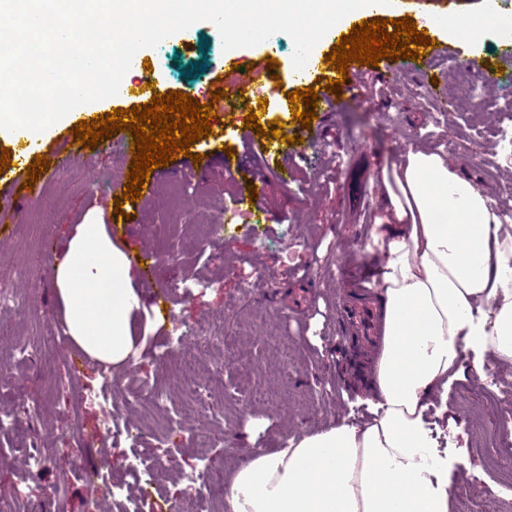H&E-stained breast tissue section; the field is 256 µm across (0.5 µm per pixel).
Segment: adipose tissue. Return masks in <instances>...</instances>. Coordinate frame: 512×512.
Listing matches in <instances>:
<instances>
[{
  "label": "adipose tissue",
  "mask_w": 512,
  "mask_h": 512,
  "mask_svg": "<svg viewBox=\"0 0 512 512\" xmlns=\"http://www.w3.org/2000/svg\"><path fill=\"white\" fill-rule=\"evenodd\" d=\"M451 39L512 28L484 10L444 23ZM385 209L371 239L381 348L364 403L368 421L307 431L254 452L227 479L228 512H450L448 457L427 410L445 416L463 354L512 367V225L495 223L485 193L440 154L409 151L383 172ZM55 300L74 348L129 371L144 352L136 320L148 300L101 216L72 225L52 262Z\"/></svg>",
  "instance_id": "1"
}]
</instances>
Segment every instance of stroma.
Segmentation results:
<instances>
[{
  "label": "stroma",
  "mask_w": 512,
  "mask_h": 512,
  "mask_svg": "<svg viewBox=\"0 0 512 512\" xmlns=\"http://www.w3.org/2000/svg\"><path fill=\"white\" fill-rule=\"evenodd\" d=\"M382 16L411 18L433 43L448 46V57L428 70L434 87L404 73L382 82L376 96L346 91L334 98L333 111L316 115L320 143L296 158L291 173H282L274 159L257 157L264 212H252L225 180V150L238 148L239 141L221 115L212 120L211 135L189 148L202 157L194 170V205L170 217L150 198L123 201L131 157L121 155L114 138L88 148L73 132L79 121L129 109V102L113 97L86 104L45 131L43 151L52 162L30 200L18 199L6 185L26 177V169L12 165L0 176V242L10 247L0 275L21 269L13 289L29 305L14 320L10 338L0 341V358H9L17 343L33 349L22 379L0 376V414L19 413L25 398L38 404L36 414L24 416L22 431L0 432V495L10 512H114L115 500L128 496L136 498L139 512H173L184 500L186 476L198 473L208 487L200 512H225L223 497L210 492L223 490L226 476L247 454L366 418L356 398L369 382L337 367L334 350L356 345L369 366L378 351L341 323L338 313L349 302L350 286L336 269L379 261L368 250L369 226L382 203L384 168L412 149L456 152L458 172L484 190L494 209L512 208V139L498 133L512 124L504 111L512 100V66L501 59V42L489 33L464 45L449 40L426 23L420 0H402L401 8H386ZM254 54L274 59L282 77L257 113L260 124L277 120L298 128L287 98L294 88L291 39L282 33L226 51L216 27L200 22L158 47L139 50L141 65L126 73L124 83L136 91L152 85L165 93L181 91L202 102L215 81L233 75L234 64ZM469 58L499 71L496 84L483 86L479 109L464 96L455 68ZM194 62L203 64V72L183 76ZM62 166L84 171L87 180L60 186L55 176ZM94 209L103 211L113 241L131 256L139 288L158 299L166 320L148 332L141 363L112 386L113 405L166 458L162 475L143 474L135 482L125 477L134 462L130 441L105 444L98 437L101 411L92 394L100 385L99 370L77 349L61 356L48 342L60 311L43 280L70 226ZM216 210L248 211L252 218L214 230L209 223ZM127 213L134 223H125ZM147 245L188 283L199 284V291H171L164 278L147 270L141 260ZM217 320L231 338L229 349L213 345L208 334ZM474 360L465 353L464 370L448 388V429L457 437L448 458L451 487H467L479 512L486 492L512 479V461L490 439L500 415L512 413V369L497 368V384L489 391ZM157 387L164 396L159 409L150 400ZM190 431L210 437L209 447H190ZM46 443L60 446V453L48 458L41 473L25 474L28 448Z\"/></svg>",
  "instance_id": "obj_1"
}]
</instances>
